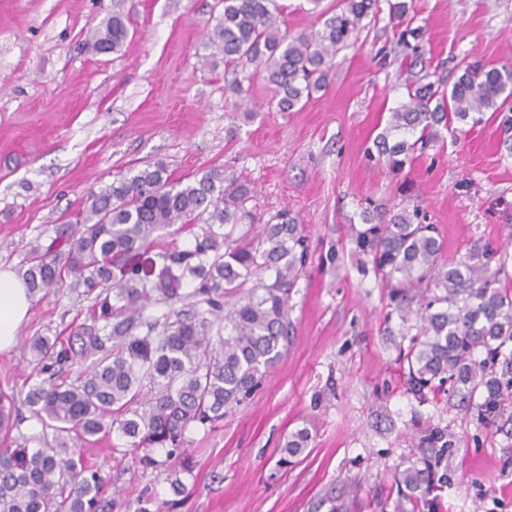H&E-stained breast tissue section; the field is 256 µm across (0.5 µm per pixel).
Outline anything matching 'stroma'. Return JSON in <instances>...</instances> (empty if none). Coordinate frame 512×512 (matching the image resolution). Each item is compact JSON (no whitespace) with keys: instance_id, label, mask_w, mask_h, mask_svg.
<instances>
[{"instance_id":"35a3bbf8","label":"stroma","mask_w":512,"mask_h":512,"mask_svg":"<svg viewBox=\"0 0 512 512\" xmlns=\"http://www.w3.org/2000/svg\"><path fill=\"white\" fill-rule=\"evenodd\" d=\"M427 72L453 83L461 63L512 59V0H408ZM122 12L130 44L108 54L86 42ZM218 0H0V266L21 271L32 245L75 222L90 191L143 163L174 178L220 169L249 184L255 234L281 210L304 225L306 273L294 288L293 339L247 403L210 428L185 432L190 467L116 463L110 441L84 448L103 468L121 512L140 496L170 512H512V435L484 426L446 389L412 394L400 354L415 333L355 253L363 209L419 204L446 242L445 259L486 246L512 254V153L497 122L442 133L411 167L392 173L366 150L407 100L388 12L336 55L325 90L277 112L254 63L224 67L207 35ZM241 77L233 91V77ZM335 262H327L328 250ZM91 299L63 288L35 295L19 335L68 336L89 322ZM35 362L0 353V393L27 391ZM453 433L454 447L426 443ZM306 450L283 463L291 433ZM430 461L435 488L402 499L398 471Z\"/></svg>"}]
</instances>
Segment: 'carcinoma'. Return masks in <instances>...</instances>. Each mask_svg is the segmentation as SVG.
<instances>
[{"label": "carcinoma", "mask_w": 512, "mask_h": 512, "mask_svg": "<svg viewBox=\"0 0 512 512\" xmlns=\"http://www.w3.org/2000/svg\"><path fill=\"white\" fill-rule=\"evenodd\" d=\"M307 2L323 19L314 34L288 30L275 0H221L210 38L224 65L245 58L266 73L274 86L268 106L278 112L295 111L325 88L338 51L380 12L379 0H341L332 15L322 0ZM390 12L400 23L397 43L411 50L408 101L390 112L374 140L377 161L399 172L438 138V127L475 126L486 111L499 119L512 151V64L467 63L447 89L413 72L422 57L411 41L421 27L413 26L406 3L391 4ZM128 36L123 15L114 12L88 45L115 52ZM250 198V189L222 170L184 182L164 163L149 162L90 194L76 225H55L47 247H31L23 271L29 291L83 288L95 294L93 316L66 340H25L36 368L22 403L42 428L55 430V443L47 446L42 432L0 449V512H112L122 503L104 499L102 470L89 466L79 447L115 432L130 440L122 457L131 463L156 465L155 448L176 463L191 424L215 426L260 387L292 341L289 301L309 247L286 210L257 238L232 237L250 215ZM364 221L354 238L362 265L371 266L401 316L413 311L418 321L403 354L409 390L421 396L446 384L480 398L478 414L496 425L512 400V295L501 286L507 255L475 250L446 262L444 240L418 205L393 214L366 210ZM184 233L193 241L182 246ZM158 304L167 311L149 313ZM217 323L224 333H213ZM75 364L81 370L73 382L49 373ZM16 415L15 397L1 394L0 431H10ZM308 441L300 429L284 452L299 456ZM398 482L403 495L417 498L434 485V472L410 466Z\"/></svg>", "instance_id": "obj_1"}]
</instances>
